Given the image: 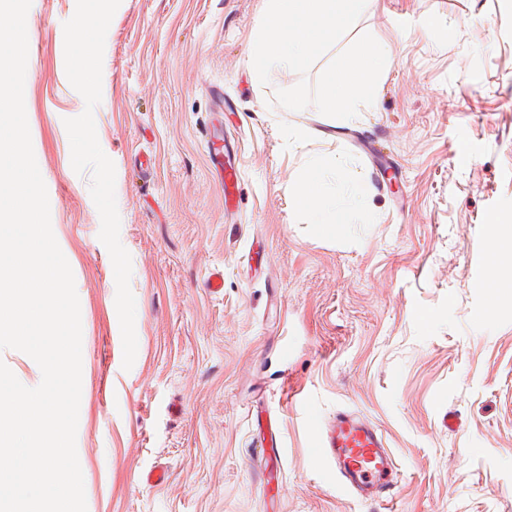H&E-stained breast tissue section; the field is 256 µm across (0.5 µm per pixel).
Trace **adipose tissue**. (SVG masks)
<instances>
[{
    "instance_id": "adipose-tissue-1",
    "label": "adipose tissue",
    "mask_w": 512,
    "mask_h": 512,
    "mask_svg": "<svg viewBox=\"0 0 512 512\" xmlns=\"http://www.w3.org/2000/svg\"><path fill=\"white\" fill-rule=\"evenodd\" d=\"M339 160H328L318 153L307 157L302 175L291 189V194L300 209L306 210L312 223L318 224L325 231H335L337 226L349 223L348 209L337 206L336 194L346 191L354 205L365 204L363 186L366 177L363 173H354L346 187H339L336 177L342 170Z\"/></svg>"
}]
</instances>
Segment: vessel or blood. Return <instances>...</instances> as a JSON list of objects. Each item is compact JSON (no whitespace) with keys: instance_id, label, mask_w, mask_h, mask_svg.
Here are the masks:
<instances>
[{"instance_id":"1","label":"vessel or blood","mask_w":512,"mask_h":512,"mask_svg":"<svg viewBox=\"0 0 512 512\" xmlns=\"http://www.w3.org/2000/svg\"><path fill=\"white\" fill-rule=\"evenodd\" d=\"M209 153L224 183L225 193L238 187L236 169L224 163V148L210 143ZM320 453L337 482L365 500L389 498L394 484V461L377 428L369 422L340 412L326 424L320 437Z\"/></svg>"}]
</instances>
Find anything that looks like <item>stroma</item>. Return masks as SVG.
Listing matches in <instances>:
<instances>
[{
    "label": "stroma",
    "mask_w": 512,
    "mask_h": 512,
    "mask_svg": "<svg viewBox=\"0 0 512 512\" xmlns=\"http://www.w3.org/2000/svg\"><path fill=\"white\" fill-rule=\"evenodd\" d=\"M262 8L32 0L25 108L81 307L87 512H512V287L485 288L492 224L512 218V0H371L281 80L316 84L359 34L388 44L377 109L336 128L254 83ZM207 127L240 171L229 200ZM310 150L367 171L370 218L311 224L289 192ZM339 410L383 434L389 506L321 458ZM268 434L279 457L259 470ZM75 29L87 33L83 51L76 57V70L80 75H84L90 68L91 59L94 56L93 42L88 35L89 24L85 17L79 16L74 21Z\"/></svg>",
    "instance_id": "1"
}]
</instances>
